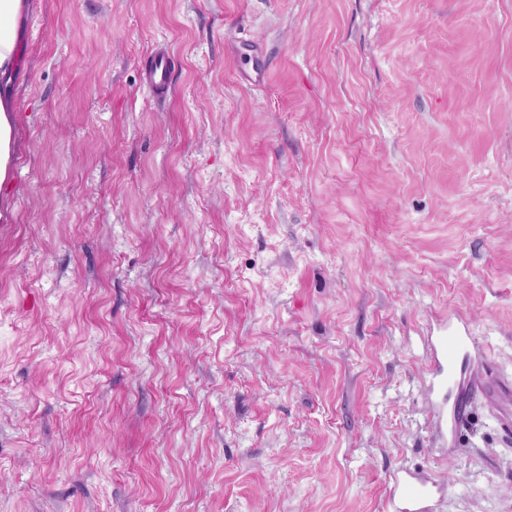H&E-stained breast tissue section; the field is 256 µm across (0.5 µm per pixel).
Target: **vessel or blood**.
<instances>
[{"label": "vessel or blood", "instance_id": "vessel-or-blood-1", "mask_svg": "<svg viewBox=\"0 0 512 512\" xmlns=\"http://www.w3.org/2000/svg\"><path fill=\"white\" fill-rule=\"evenodd\" d=\"M144 81L152 93L166 97L173 84L169 50L158 49L149 57ZM424 344L428 365L427 400L433 441L446 446L468 417V402L481 396L503 431L512 436V377L485 370L470 322L463 314L441 313L428 324ZM445 489L432 476L399 468L388 478L387 512H435Z\"/></svg>", "mask_w": 512, "mask_h": 512}]
</instances>
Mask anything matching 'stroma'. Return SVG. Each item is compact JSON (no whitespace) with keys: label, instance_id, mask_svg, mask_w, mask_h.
<instances>
[{"label":"stroma","instance_id":"1","mask_svg":"<svg viewBox=\"0 0 512 512\" xmlns=\"http://www.w3.org/2000/svg\"><path fill=\"white\" fill-rule=\"evenodd\" d=\"M0 223V512H512V0H32ZM167 46L172 93L143 67ZM427 400L433 441L448 445L468 418V402L480 395L507 436H512V377L485 370L467 317L458 312L435 316L425 331ZM445 489L428 474L398 468L388 478L387 512H436L435 504Z\"/></svg>","mask_w":512,"mask_h":512}]
</instances>
